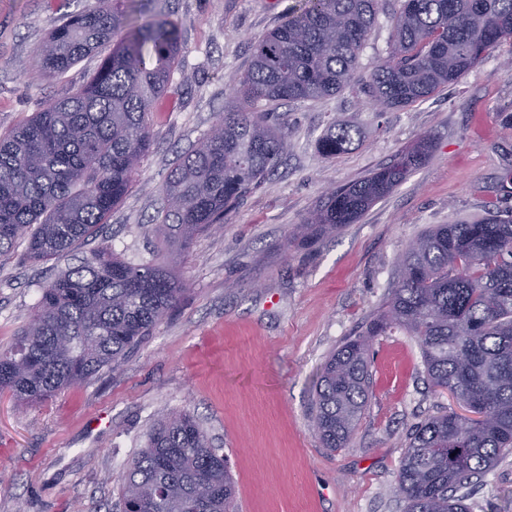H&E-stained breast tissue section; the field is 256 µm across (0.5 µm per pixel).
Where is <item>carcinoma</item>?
<instances>
[{
    "label": "carcinoma",
    "instance_id": "obj_1",
    "mask_svg": "<svg viewBox=\"0 0 512 512\" xmlns=\"http://www.w3.org/2000/svg\"><path fill=\"white\" fill-rule=\"evenodd\" d=\"M379 0H306L259 38L246 71L231 78L239 105L218 114L170 172L156 221L170 252L201 233L265 177L288 149L262 104L319 99L357 81ZM112 53L74 94L47 101L24 125L0 134V256L27 238L35 260L59 259L98 235L154 145L152 109L181 52L176 23L139 18L123 0H95L54 29L38 71L66 73L112 38ZM395 47L368 72L363 93L381 108L405 106L456 83L502 40L512 39V0H400ZM360 137L335 124L325 156ZM432 149L421 139L392 163L331 191L292 236L305 240L355 224L400 185ZM187 284L172 263L134 264L105 244L42 288L10 348L0 352V393L41 402L116 371L181 301ZM401 329L417 340L428 383L477 418L439 412L405 440L397 472L405 512H472L478 479L512 455V216L437 224L399 264L386 306L326 361L314 426L325 448H344L370 398L369 339ZM224 456L187 413L160 421L125 475L122 512H232Z\"/></svg>",
    "mask_w": 512,
    "mask_h": 512
}]
</instances>
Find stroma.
Here are the masks:
<instances>
[{
	"instance_id": "35a3bbf8",
	"label": "stroma",
	"mask_w": 512,
	"mask_h": 512,
	"mask_svg": "<svg viewBox=\"0 0 512 512\" xmlns=\"http://www.w3.org/2000/svg\"><path fill=\"white\" fill-rule=\"evenodd\" d=\"M173 19L179 64L154 109V147L97 237L64 258L34 262L25 243L0 257V350L15 340L44 285L102 241L122 259L163 262L154 232L170 171L231 104L232 76L254 42L304 0H144ZM94 0H0V133L50 99L74 94L107 48L64 75L35 72L55 28ZM395 0H380L360 63L387 57ZM512 39L454 85L380 109L346 87L278 106L289 150L274 174L198 235L175 270L187 291L116 371L44 402L0 396V512H120L126 471L147 436L174 412L195 417L224 455L234 512H403L396 477L417 423L461 406L428 386L414 337L396 330L370 343L371 397L349 444L324 448L314 431L315 389L329 355L384 308L408 244L434 224L512 209L499 192L512 170ZM362 136L333 157L318 141L332 125ZM430 157L357 223L312 241L293 238L327 191L390 163L421 137ZM472 512H512V456L488 472Z\"/></svg>"
}]
</instances>
